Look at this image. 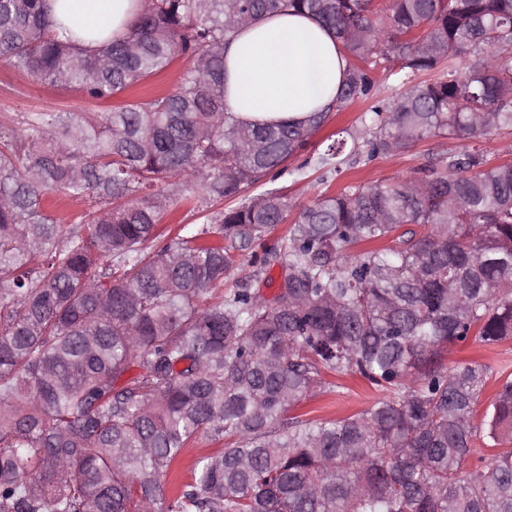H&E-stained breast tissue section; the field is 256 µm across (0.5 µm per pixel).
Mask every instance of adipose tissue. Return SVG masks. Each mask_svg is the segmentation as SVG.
I'll use <instances>...</instances> for the list:
<instances>
[{"label": "adipose tissue", "mask_w": 512, "mask_h": 512, "mask_svg": "<svg viewBox=\"0 0 512 512\" xmlns=\"http://www.w3.org/2000/svg\"><path fill=\"white\" fill-rule=\"evenodd\" d=\"M139 0H53L50 19L103 48L132 31ZM347 60L332 35L307 15L278 14L242 28L224 54V103L236 119L305 121L329 102L345 78Z\"/></svg>", "instance_id": "1"}]
</instances>
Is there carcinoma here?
<instances>
[{
    "label": "carcinoma",
    "instance_id": "carcinoma-1",
    "mask_svg": "<svg viewBox=\"0 0 512 512\" xmlns=\"http://www.w3.org/2000/svg\"><path fill=\"white\" fill-rule=\"evenodd\" d=\"M48 10L0 0V61L37 82L102 101L175 55L191 66L116 112L0 128V512H512V372L443 363L458 341L512 339V163L465 152L323 194L224 291L237 253L291 211L277 189L245 191L342 105L368 104L372 157L512 128V0H142L129 36L96 52ZM285 11L334 34L345 79L303 123L241 122L224 51ZM465 47L461 79L444 65ZM380 67L407 85L390 109ZM52 192L91 207L65 224ZM188 193L202 222L147 252ZM348 376L387 396L342 419L289 415ZM200 437L223 451L164 496Z\"/></svg>",
    "mask_w": 512,
    "mask_h": 512
}]
</instances>
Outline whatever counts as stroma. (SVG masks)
I'll return each instance as SVG.
<instances>
[{
    "instance_id": "obj_1",
    "label": "stroma",
    "mask_w": 512,
    "mask_h": 512,
    "mask_svg": "<svg viewBox=\"0 0 512 512\" xmlns=\"http://www.w3.org/2000/svg\"><path fill=\"white\" fill-rule=\"evenodd\" d=\"M187 58L177 57L162 73L148 78L136 90H129L106 101L85 100L73 88L33 82L26 74L0 64V125L17 128L21 114L43 111L109 112L135 97L171 91L188 70ZM365 105L351 104L331 112L328 121L313 134L287 170L269 180L268 188L287 191L294 209H301L323 193H334L349 184L391 183L428 164L435 157L473 149L482 152L491 165L512 163V128L494 131L487 139L473 142L462 136L431 137L413 144L405 153L369 157L361 133ZM344 141L340 172L323 168L319 158L329 144ZM344 395L319 392L296 407V414L308 419H339L355 413L378 399L366 385L349 381Z\"/></svg>"
}]
</instances>
